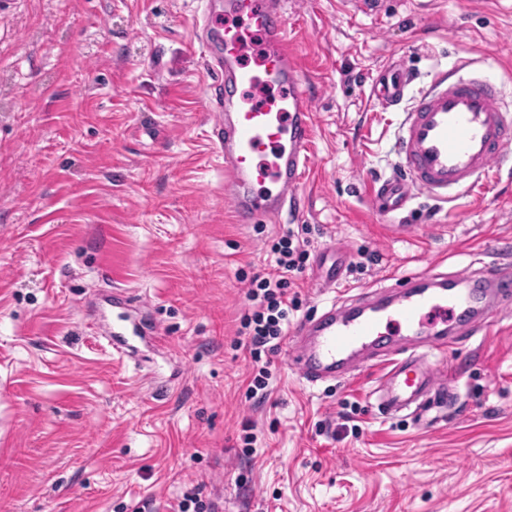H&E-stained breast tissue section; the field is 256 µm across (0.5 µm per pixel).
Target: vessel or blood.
Masks as SVG:
<instances>
[{"instance_id": "b4317fda", "label": "vessel or blood", "mask_w": 512, "mask_h": 512, "mask_svg": "<svg viewBox=\"0 0 512 512\" xmlns=\"http://www.w3.org/2000/svg\"><path fill=\"white\" fill-rule=\"evenodd\" d=\"M230 23L203 26V53L215 80L207 88L212 142L224 159V195L237 220L296 209L309 164L313 98L298 52L288 38L281 0H224ZM455 76L436 73L424 91H412L416 73L400 62L379 71L372 95L385 108L402 106L395 142L396 169L375 181L372 207L382 216L406 210L417 194L444 201L475 189L491 172L512 169V119L496 85L458 64ZM481 290H460L459 276H412L378 299L331 307L292 333L289 361L308 383L343 376L363 354L391 349L398 333L412 354L388 362L376 400L386 416L436 395L432 352L445 350L449 313L478 333L512 295V270L475 272Z\"/></svg>"}]
</instances>
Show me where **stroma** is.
Segmentation results:
<instances>
[{"instance_id": "stroma-1", "label": "stroma", "mask_w": 512, "mask_h": 512, "mask_svg": "<svg viewBox=\"0 0 512 512\" xmlns=\"http://www.w3.org/2000/svg\"><path fill=\"white\" fill-rule=\"evenodd\" d=\"M283 0L315 98L300 209L237 223L210 143L202 0H0V512H512V308L438 355L446 403L382 417L383 365L309 384L233 342L268 241L308 224L290 326L425 271L512 267V175L376 214L399 111L459 61L512 105V0ZM343 256V288L322 287ZM157 336L122 357L118 313ZM253 425L245 444L243 421Z\"/></svg>"}]
</instances>
